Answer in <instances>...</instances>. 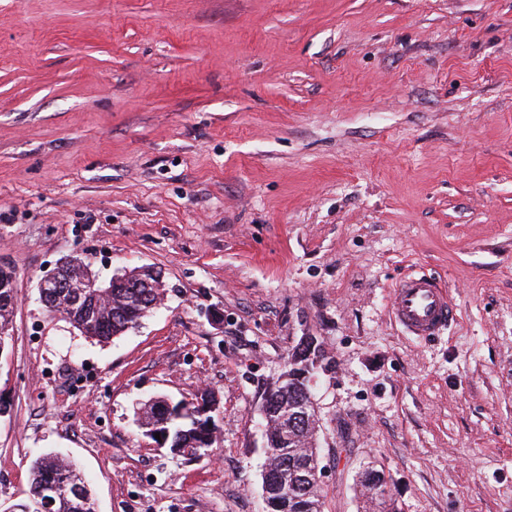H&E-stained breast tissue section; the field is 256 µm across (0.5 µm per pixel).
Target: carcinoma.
Returning <instances> with one entry per match:
<instances>
[{"instance_id":"cac0c4a2","label":"carcinoma","mask_w":512,"mask_h":512,"mask_svg":"<svg viewBox=\"0 0 512 512\" xmlns=\"http://www.w3.org/2000/svg\"><path fill=\"white\" fill-rule=\"evenodd\" d=\"M11 279V272L0 269V332L10 330L16 308L17 292ZM110 298L112 307L108 312L98 311V304L91 303L82 314L70 309L68 296L57 294L48 299L49 312L72 316L77 321L91 318V339L105 343L136 328L163 300L164 288H128L119 284L113 286ZM310 363L309 343L301 339L288 350V369L281 381L262 400L265 448L272 452L262 476V489L270 493L268 512H323L320 484L312 473L319 449L306 447V436L319 427V417L300 380V373ZM215 411V396L204 389L191 401H152L139 427L144 437L168 448L170 454L199 459L216 444ZM157 433L162 439L155 438ZM76 486L86 493L82 504L72 497ZM49 494L55 499V512H96L83 478L72 464L57 457L35 461L28 498L15 505V512H38V505Z\"/></svg>"}]
</instances>
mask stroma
I'll return each instance as SVG.
<instances>
[{
  "label": "stroma",
  "mask_w": 512,
  "mask_h": 512,
  "mask_svg": "<svg viewBox=\"0 0 512 512\" xmlns=\"http://www.w3.org/2000/svg\"><path fill=\"white\" fill-rule=\"evenodd\" d=\"M164 304L98 343L39 300L65 256ZM0 505L41 455L96 512H265L259 408L300 337L324 512H512V0H0ZM456 316L407 335L391 289ZM219 400L193 461L139 402ZM12 273L0 269V332L10 330L17 303L16 288L11 285ZM395 320L413 336H433L455 317L448 291L425 274L410 275L392 290Z\"/></svg>",
  "instance_id": "1"
}]
</instances>
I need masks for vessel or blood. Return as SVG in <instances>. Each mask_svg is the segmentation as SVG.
<instances>
[{
  "label": "vessel or blood",
  "instance_id": "obj_1",
  "mask_svg": "<svg viewBox=\"0 0 512 512\" xmlns=\"http://www.w3.org/2000/svg\"><path fill=\"white\" fill-rule=\"evenodd\" d=\"M392 313L399 325L419 337L446 329L455 317L447 290L424 274L408 276L393 288Z\"/></svg>",
  "mask_w": 512,
  "mask_h": 512
}]
</instances>
